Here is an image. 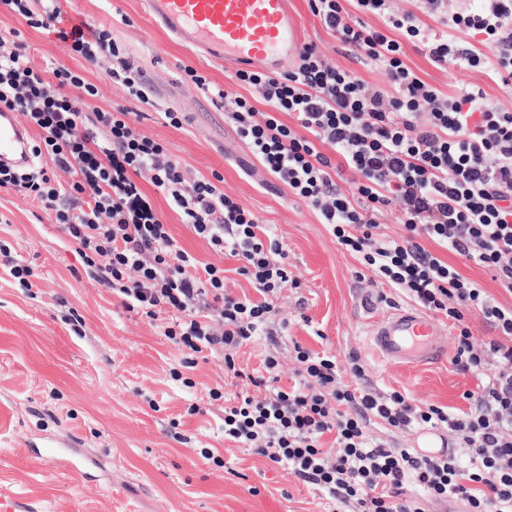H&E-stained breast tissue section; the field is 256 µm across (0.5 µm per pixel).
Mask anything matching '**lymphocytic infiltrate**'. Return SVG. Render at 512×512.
<instances>
[{"label": "lymphocytic infiltrate", "mask_w": 512, "mask_h": 512, "mask_svg": "<svg viewBox=\"0 0 512 512\" xmlns=\"http://www.w3.org/2000/svg\"><path fill=\"white\" fill-rule=\"evenodd\" d=\"M445 27L434 33L393 0H309L313 14L357 59L383 66L392 95L353 71L326 63L314 46H303L295 69L281 74L236 71L237 84L257 88L262 106L229 96L192 67L187 82L217 106H230L240 137L264 168L307 202L328 224L337 244L355 254L374 275L406 292L420 307L459 322L453 363L496 370L479 391L465 392L470 409L452 416L418 406L400 392L383 393L344 383L334 356L294 344L298 364L291 387L278 386L279 359L268 354L264 374L238 369L234 354L272 324L287 325L278 305L289 281L287 253L254 215L224 193L220 174L189 176L163 144L140 133L129 108L90 107L97 85L60 64L35 65L18 42L0 40V111L14 112L36 130L34 157L51 167L0 165V190L10 189L53 213L94 279L106 284L125 309L148 320L168 314L164 335L192 357L215 359L225 372L252 385V392L224 400L225 440L256 449L296 477L317 485L336 512H429L434 502L457 499L465 512H512V306L424 248L421 238L449 245L459 256L491 270L512 293V113L485 104L476 87L447 96L404 61L405 43L421 44L438 66L491 67L512 81V0H483L479 10H452L447 0H428ZM378 16L369 28L354 12ZM0 13L34 29L54 28L68 53L105 71L131 99L148 100L142 70L122 57L106 26L62 28L55 0H0ZM483 35L494 57L460 47L453 32ZM354 174L344 192L333 179L330 152ZM166 195L183 223L219 254L239 262L237 272L257 296H235L224 269L182 249L144 184ZM400 201L399 238L378 232L392 201ZM479 313L500 334L477 343L464 326L465 311ZM396 430L445 428L471 448L469 466L454 453L429 458L370 438L372 422ZM333 435L335 451L322 439Z\"/></svg>", "instance_id": "obj_1"}]
</instances>
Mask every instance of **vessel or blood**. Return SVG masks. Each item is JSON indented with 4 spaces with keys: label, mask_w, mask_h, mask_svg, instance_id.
<instances>
[{
    "label": "vessel or blood",
    "mask_w": 512,
    "mask_h": 512,
    "mask_svg": "<svg viewBox=\"0 0 512 512\" xmlns=\"http://www.w3.org/2000/svg\"><path fill=\"white\" fill-rule=\"evenodd\" d=\"M158 27L225 66L282 70L300 49L289 0H146ZM28 131L14 113H0V165L31 164ZM439 322L413 309L378 317L370 340L387 361L418 368L447 354Z\"/></svg>",
    "instance_id": "1"
}]
</instances>
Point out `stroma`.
<instances>
[{"label":"stroma","mask_w":512,"mask_h":512,"mask_svg":"<svg viewBox=\"0 0 512 512\" xmlns=\"http://www.w3.org/2000/svg\"><path fill=\"white\" fill-rule=\"evenodd\" d=\"M303 41L328 61L353 70L382 89L391 84L384 69L356 61L310 10L292 0ZM63 11L89 27L110 28L124 56L148 77V103L128 99L104 72L72 58L55 33L0 17V38L23 43L43 68L57 63L84 69L101 90L96 106L122 105L148 117L138 130L166 146L195 174L219 172L224 191L237 198L288 254V273L297 287L283 290L287 328L276 343L258 337L238 350L236 363L259 370L270 347L280 353V383L296 367L293 343L334 355L339 366L359 359L367 381L383 392L398 391L416 405L434 404L449 413L468 410L465 392L482 378L442 359L408 368L381 359L369 330L376 317L415 303L400 289L371 284L360 259L337 245L305 201L271 176L239 138L224 109L183 78L192 66L230 95L256 97L223 64L197 56L171 41L152 22L143 0H61ZM406 62L443 93L481 87L485 101L512 112V85L464 65L440 68L420 50L407 47ZM183 112L175 128L162 113ZM173 237L204 262L223 266L226 287L253 295L237 274L235 258L216 253L183 224L169 200L146 186ZM0 242L15 262L29 266V285L0 267V505L7 512H332L318 486L289 474L258 454L224 438V404L209 391L235 393L218 362L186 365L184 354L149 323L127 311L111 291L91 277L53 214L23 194L0 192ZM191 386H184V379ZM197 414H189L190 406ZM77 438L76 455L95 466L87 478L71 470L68 457L51 462L34 444ZM210 449L224 459L216 467L201 456Z\"/></svg>","instance_id":"1"}]
</instances>
